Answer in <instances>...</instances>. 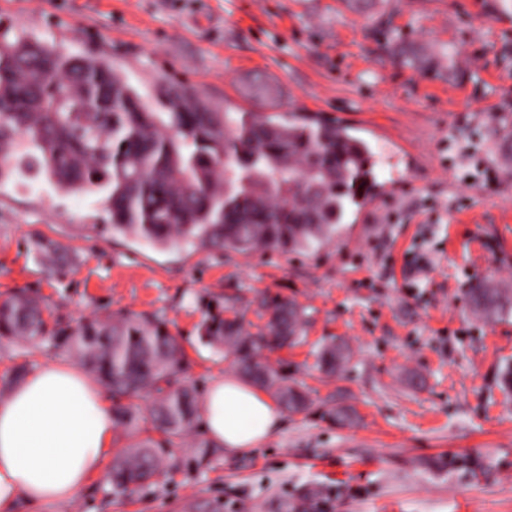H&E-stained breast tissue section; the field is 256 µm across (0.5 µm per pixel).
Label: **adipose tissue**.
Returning <instances> with one entry per match:
<instances>
[{
	"label": "adipose tissue",
	"instance_id": "1",
	"mask_svg": "<svg viewBox=\"0 0 512 512\" xmlns=\"http://www.w3.org/2000/svg\"><path fill=\"white\" fill-rule=\"evenodd\" d=\"M201 410L207 436L230 451L257 447L282 423L270 398L232 374L212 380ZM113 433L112 405L88 370L50 362L28 374L0 403V512L73 498L101 472Z\"/></svg>",
	"mask_w": 512,
	"mask_h": 512
}]
</instances>
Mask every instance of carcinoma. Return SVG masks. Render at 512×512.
Here are the masks:
<instances>
[{"label":"carcinoma","mask_w":512,"mask_h":512,"mask_svg":"<svg viewBox=\"0 0 512 512\" xmlns=\"http://www.w3.org/2000/svg\"><path fill=\"white\" fill-rule=\"evenodd\" d=\"M409 66L432 59L389 43ZM369 144L350 128L306 113L247 112L215 107L188 87L158 82L146 99L109 63L65 56L46 43L0 31V182L22 167L72 194L100 193L108 215L102 233L160 250L288 254L331 241L347 210L377 185ZM48 269L66 250L36 241ZM473 312L493 319L512 309V294L491 281L469 292ZM219 298L205 305L201 342L232 357L240 374L272 394L287 412L311 406L307 393L261 359L265 349L303 336L306 311L264 297L253 332L244 317L224 316ZM44 307L20 292L0 302V337H48L70 350L112 392L114 428L130 438L114 457L115 494L154 484L171 466L170 447L199 418L198 392L186 377L182 346L165 322L130 315L49 331ZM332 342L318 354L327 373L350 361ZM150 398L147 410L136 400ZM128 403L123 404L121 400Z\"/></svg>","instance_id":"1"}]
</instances>
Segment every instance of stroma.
Listing matches in <instances>:
<instances>
[{"label": "stroma", "instance_id": "obj_1", "mask_svg": "<svg viewBox=\"0 0 512 512\" xmlns=\"http://www.w3.org/2000/svg\"><path fill=\"white\" fill-rule=\"evenodd\" d=\"M512 0H0V24L67 55L112 62L141 94L157 81L223 104L237 85L258 89L262 67L287 60L283 113L318 114L349 127L373 152L374 201L350 207L336 237L288 255L233 250L162 251L96 231L107 215L95 194H67L44 178L0 184V300L24 289L46 305L48 328L107 315L165 321L190 360L199 391L234 371L200 344L204 305L257 322L256 301L281 295L307 311L304 340L263 351L308 392L304 413H284L261 447L188 456L207 442L195 427L172 448L155 485L112 495L96 475L66 502L17 512H512V313L487 320L467 295L478 281L512 289V29L498 27ZM434 69L387 52L389 32ZM65 246L71 260L46 269L32 243ZM434 265L406 279L407 258ZM345 341L337 374L320 372L317 348ZM49 340L0 339V402L14 369L74 362ZM353 408L354 424L325 419Z\"/></svg>", "mask_w": 512, "mask_h": 512}]
</instances>
